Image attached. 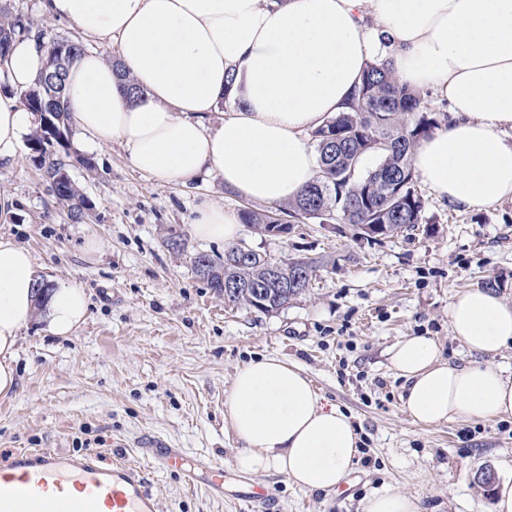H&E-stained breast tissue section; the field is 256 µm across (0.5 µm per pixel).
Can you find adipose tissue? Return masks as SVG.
<instances>
[{
	"label": "adipose tissue",
	"mask_w": 512,
	"mask_h": 512,
	"mask_svg": "<svg viewBox=\"0 0 512 512\" xmlns=\"http://www.w3.org/2000/svg\"><path fill=\"white\" fill-rule=\"evenodd\" d=\"M44 9L117 45L141 98L130 101L111 64L89 52L68 73L67 109L88 143L120 144L158 183L204 172L252 201L296 198L319 172L309 133L345 110L378 60L400 83L447 101L455 116L415 148L421 182L468 209L512 200V0H46ZM45 62L29 38L0 61V164L16 162L39 126L18 95ZM228 94L240 104L220 112ZM214 112L221 118L206 128L202 119ZM240 224L236 211L206 202L191 229L230 245ZM37 281L31 253L0 238L2 398L16 393L20 333L37 311L60 337L88 315L81 285H61L43 300ZM448 326L475 362L449 363L424 336L390 350L405 414L416 425L512 418V371L480 361L512 345V304L485 288L459 292ZM224 425L239 442L238 469L251 475L282 474L305 490L333 492L356 463L351 416L284 359L237 368Z\"/></svg>",
	"instance_id": "obj_1"
}]
</instances>
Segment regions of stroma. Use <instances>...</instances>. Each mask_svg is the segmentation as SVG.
Segmentation results:
<instances>
[{
	"label": "stroma",
	"instance_id": "obj_1",
	"mask_svg": "<svg viewBox=\"0 0 512 512\" xmlns=\"http://www.w3.org/2000/svg\"><path fill=\"white\" fill-rule=\"evenodd\" d=\"M7 5L46 39L68 37L103 58L117 55L108 40L44 16L38 0ZM53 150L91 201L90 219H69L26 150L0 165V237L30 251L43 281L79 283L89 314L66 338L46 334L36 321L23 330L17 393L0 398V460L50 448L130 461L149 434L183 449L195 468L235 467L225 393L240 365L276 356L301 366L320 394L352 416L359 455L347 482L309 492L278 474H249L246 482L266 497L245 505L146 462L159 512H363L368 497L387 489L415 497L422 512H491L492 494L477 477L512 461V421L411 423L389 351L402 337L426 336L451 363L469 362L450 334L448 304L488 280L512 302V201L465 209L424 186L422 224L368 240L351 225L305 218L291 220L280 236L241 225L240 240L255 250L323 261L304 296L266 314L226 304L191 265L198 253L224 255L222 244L192 235L196 207L246 204L221 180L202 174L155 183L118 144L88 146L75 130ZM85 158L92 169L82 166ZM90 236L103 244L92 258L80 250ZM172 237L180 250L168 249Z\"/></svg>",
	"mask_w": 512,
	"mask_h": 512
}]
</instances>
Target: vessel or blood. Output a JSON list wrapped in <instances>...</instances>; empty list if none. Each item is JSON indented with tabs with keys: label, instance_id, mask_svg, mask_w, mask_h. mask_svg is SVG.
<instances>
[{
	"label": "vessel or blood",
	"instance_id": "b4317fda",
	"mask_svg": "<svg viewBox=\"0 0 512 512\" xmlns=\"http://www.w3.org/2000/svg\"><path fill=\"white\" fill-rule=\"evenodd\" d=\"M138 456L161 467L184 470L183 451L144 438ZM141 467L107 462L97 453L63 454L51 449L19 451L0 463V512H157Z\"/></svg>",
	"mask_w": 512,
	"mask_h": 512
}]
</instances>
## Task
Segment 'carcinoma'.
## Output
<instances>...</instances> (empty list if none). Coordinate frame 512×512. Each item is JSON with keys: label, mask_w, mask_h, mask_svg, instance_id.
<instances>
[{"label": "carcinoma", "mask_w": 512, "mask_h": 512, "mask_svg": "<svg viewBox=\"0 0 512 512\" xmlns=\"http://www.w3.org/2000/svg\"><path fill=\"white\" fill-rule=\"evenodd\" d=\"M32 33L30 26L0 6V58L11 49L13 39ZM84 51L83 45L69 38H55L47 47V63L33 87L22 94L25 107L33 112H45L53 129L40 126L30 142L33 160L43 170L53 195L68 206L70 219L84 221L92 204L68 173L67 163L50 150L62 143L70 132L71 116L65 105L66 78L55 82L52 74L59 68L68 73ZM423 96L400 84L385 63L366 67L362 83L351 110L340 112L312 132L318 155L319 173L293 202L274 211L241 210L243 223L260 234H268L270 224H283V215L336 221L362 228L378 226L377 235L389 236L422 220L423 201L416 189L412 155L420 141L437 125L434 113L422 107ZM374 155L379 163L362 174L365 157ZM238 246L224 248V262L217 263L209 255L198 253L191 262L195 273L215 290L222 283L243 284L237 294L228 297L234 305L253 306L256 289L246 284L266 277L267 269L280 267L283 275L300 270L313 277L321 261L311 257H273L267 253H252L239 265L232 263ZM305 294V288L288 290L273 284L264 289L262 312L276 313L288 302Z\"/></svg>", "instance_id": "obj_1"}]
</instances>
